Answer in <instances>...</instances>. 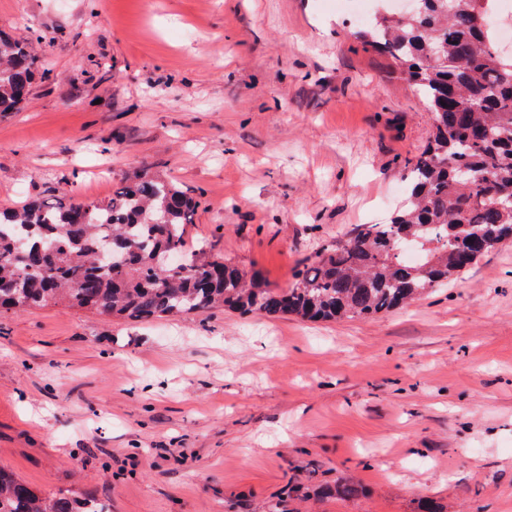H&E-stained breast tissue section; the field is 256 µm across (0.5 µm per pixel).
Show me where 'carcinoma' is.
Here are the masks:
<instances>
[{
  "label": "carcinoma",
  "instance_id": "1",
  "mask_svg": "<svg viewBox=\"0 0 512 512\" xmlns=\"http://www.w3.org/2000/svg\"><path fill=\"white\" fill-rule=\"evenodd\" d=\"M496 0H417L380 14L358 39L390 56L431 112L426 149L408 163L406 203L328 245L285 289L188 246L193 192L146 172L107 199L66 188L53 200L0 208V314L50 303L138 322L223 307L309 320L368 317L410 303L512 239V56L497 46ZM33 41L0 31V115L48 79ZM419 244L409 260L402 234ZM171 260L182 271L168 276ZM0 512H110L93 497L46 496L0 467Z\"/></svg>",
  "mask_w": 512,
  "mask_h": 512
}]
</instances>
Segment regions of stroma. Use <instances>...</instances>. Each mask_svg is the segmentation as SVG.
Returning a JSON list of instances; mask_svg holds the SVG:
<instances>
[{"instance_id":"1","label":"stroma","mask_w":512,"mask_h":512,"mask_svg":"<svg viewBox=\"0 0 512 512\" xmlns=\"http://www.w3.org/2000/svg\"><path fill=\"white\" fill-rule=\"evenodd\" d=\"M359 28L335 0H0L50 71L0 117V207L146 171L199 194L189 241L290 287L389 222L427 143ZM0 467L111 512H512V241L370 318L2 315Z\"/></svg>"}]
</instances>
